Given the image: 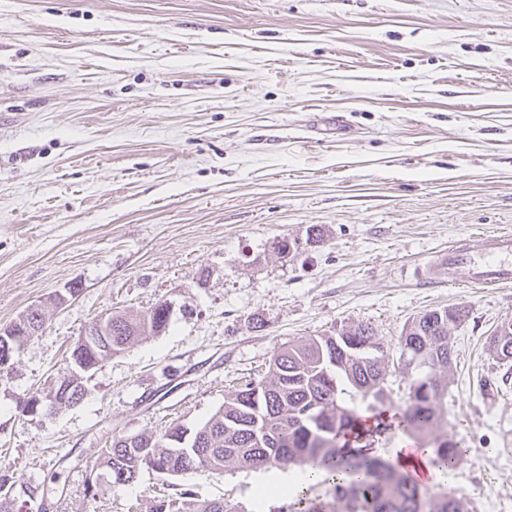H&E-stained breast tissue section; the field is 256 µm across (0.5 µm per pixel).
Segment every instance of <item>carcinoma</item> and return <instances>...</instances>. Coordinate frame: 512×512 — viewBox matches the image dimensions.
<instances>
[{
  "instance_id": "1",
  "label": "carcinoma",
  "mask_w": 512,
  "mask_h": 512,
  "mask_svg": "<svg viewBox=\"0 0 512 512\" xmlns=\"http://www.w3.org/2000/svg\"><path fill=\"white\" fill-rule=\"evenodd\" d=\"M458 308L427 311L407 325L397 340L398 366L406 379V402L398 427L418 447L430 450L432 466L454 470L467 448L433 429L448 409L451 365L449 327L464 321ZM170 316L157 302L138 316L112 314V332L79 339L70 358L84 373L124 351L145 333L166 330ZM31 337L0 335V358L18 355ZM496 358L512 362V321L490 340ZM386 347L369 323L282 347L268 372L232 391L224 405L190 434L168 425L137 443L115 437L99 455L97 467L116 483L135 481L145 469L179 476L198 469L228 467L266 470L307 464L347 478L322 497L296 498L280 512H469L468 502L448 489L420 488L401 465L381 458L375 445L391 439L385 409ZM49 394L76 404L81 385L65 377ZM0 512H12L16 498L34 501L41 487L0 476ZM150 512H239L224 500L201 501L185 486L174 498L154 501Z\"/></svg>"
}]
</instances>
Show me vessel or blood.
Segmentation results:
<instances>
[{
	"mask_svg": "<svg viewBox=\"0 0 512 512\" xmlns=\"http://www.w3.org/2000/svg\"><path fill=\"white\" fill-rule=\"evenodd\" d=\"M449 283L463 286L512 284V233L481 235L449 247L444 258Z\"/></svg>",
	"mask_w": 512,
	"mask_h": 512,
	"instance_id": "b4317fda",
	"label": "vessel or blood"
}]
</instances>
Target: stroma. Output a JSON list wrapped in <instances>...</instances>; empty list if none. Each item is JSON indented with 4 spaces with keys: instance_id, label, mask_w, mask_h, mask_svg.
Listing matches in <instances>:
<instances>
[{
    "instance_id": "stroma-1",
    "label": "stroma",
    "mask_w": 512,
    "mask_h": 512,
    "mask_svg": "<svg viewBox=\"0 0 512 512\" xmlns=\"http://www.w3.org/2000/svg\"><path fill=\"white\" fill-rule=\"evenodd\" d=\"M336 113L347 134L311 132ZM507 231L512 0H0V328L45 312L0 375V475L47 488L27 512H149L180 485L276 512L262 470L117 484L95 462L112 438L203 424L289 342L367 322L390 347L460 306L440 431L468 452L431 483L512 512V378L489 346L512 287L452 288L440 265ZM163 299L168 328L80 404L22 415L95 316Z\"/></svg>"
}]
</instances>
